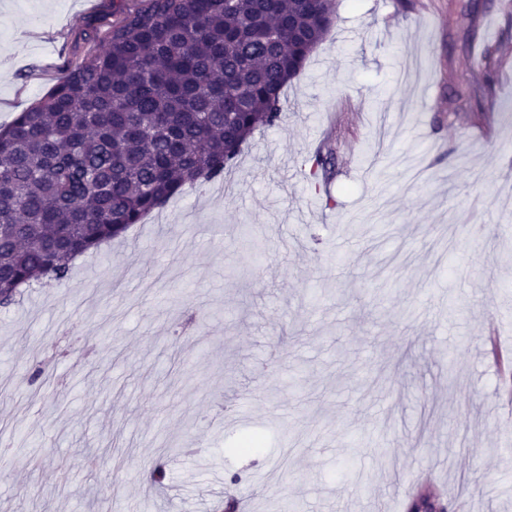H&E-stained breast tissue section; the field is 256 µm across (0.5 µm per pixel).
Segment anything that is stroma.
<instances>
[{"instance_id": "stroma-1", "label": "stroma", "mask_w": 512, "mask_h": 512, "mask_svg": "<svg viewBox=\"0 0 512 512\" xmlns=\"http://www.w3.org/2000/svg\"><path fill=\"white\" fill-rule=\"evenodd\" d=\"M458 2L336 0L230 188L0 306V512H512V0ZM105 5L0 0V126Z\"/></svg>"}]
</instances>
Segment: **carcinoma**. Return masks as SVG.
<instances>
[{"label":"carcinoma","mask_w":512,"mask_h":512,"mask_svg":"<svg viewBox=\"0 0 512 512\" xmlns=\"http://www.w3.org/2000/svg\"><path fill=\"white\" fill-rule=\"evenodd\" d=\"M107 47L0 128V305L61 283L278 124L335 0H109Z\"/></svg>","instance_id":"cac0c4a2"}]
</instances>
